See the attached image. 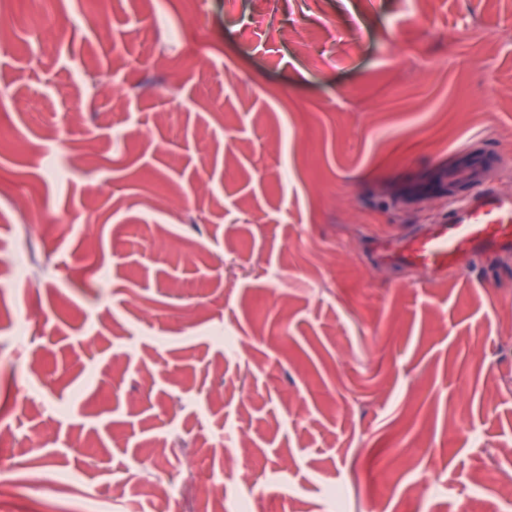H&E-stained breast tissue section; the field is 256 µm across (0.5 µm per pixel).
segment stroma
I'll return each instance as SVG.
<instances>
[{
	"label": "stroma",
	"instance_id": "35a3bbf8",
	"mask_svg": "<svg viewBox=\"0 0 512 512\" xmlns=\"http://www.w3.org/2000/svg\"><path fill=\"white\" fill-rule=\"evenodd\" d=\"M186 2L8 0L0 470L80 512H391L419 467L402 512H512V251H369L463 153L512 188V0Z\"/></svg>",
	"mask_w": 512,
	"mask_h": 512
}]
</instances>
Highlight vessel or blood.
Wrapping results in <instances>:
<instances>
[{
  "mask_svg": "<svg viewBox=\"0 0 512 512\" xmlns=\"http://www.w3.org/2000/svg\"><path fill=\"white\" fill-rule=\"evenodd\" d=\"M382 258L434 272L462 270L475 259L512 249V194L479 187L450 201L442 218L399 243H378Z\"/></svg>",
  "mask_w": 512,
  "mask_h": 512,
  "instance_id": "1",
  "label": "vessel or blood"
}]
</instances>
